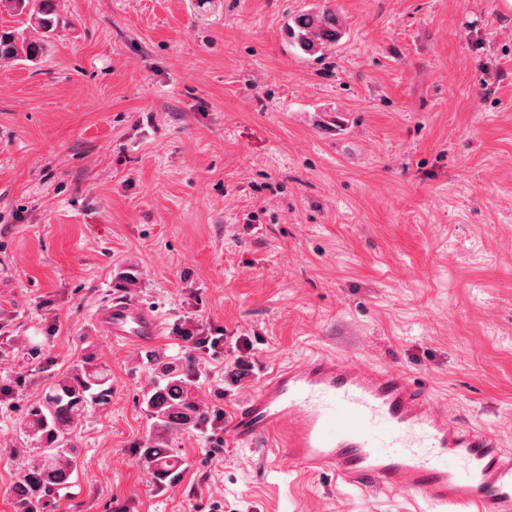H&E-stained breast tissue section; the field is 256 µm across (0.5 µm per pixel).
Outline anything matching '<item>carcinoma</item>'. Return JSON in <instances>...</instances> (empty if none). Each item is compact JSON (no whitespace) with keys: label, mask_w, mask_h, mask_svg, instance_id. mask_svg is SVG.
Wrapping results in <instances>:
<instances>
[{"label":"carcinoma","mask_w":512,"mask_h":512,"mask_svg":"<svg viewBox=\"0 0 512 512\" xmlns=\"http://www.w3.org/2000/svg\"><path fill=\"white\" fill-rule=\"evenodd\" d=\"M4 2L18 17V26L0 30V61L38 64L51 38L64 27L58 0ZM288 38L292 46L313 54L336 48L342 31L336 13L323 5L298 13L288 25ZM156 371L157 379L144 395V402L155 419L157 433L141 449V455L153 481L162 485L182 466L181 457L167 444V436L203 422L207 414L196 403V381L190 365L160 361ZM111 399V377L87 357L27 409L21 430L36 440L38 447L12 489L22 512H46L77 466L78 448L72 435L75 421L90 407L106 409Z\"/></svg>","instance_id":"carcinoma-1"}]
</instances>
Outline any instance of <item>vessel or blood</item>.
<instances>
[{
	"instance_id": "b4317fda",
	"label": "vessel or blood",
	"mask_w": 512,
	"mask_h": 512,
	"mask_svg": "<svg viewBox=\"0 0 512 512\" xmlns=\"http://www.w3.org/2000/svg\"><path fill=\"white\" fill-rule=\"evenodd\" d=\"M95 323L110 340L144 348L163 330L153 309L129 298L101 308ZM225 433L256 453L279 442L294 470L413 494L439 512H512V449L396 369L313 354L263 376Z\"/></svg>"
}]
</instances>
